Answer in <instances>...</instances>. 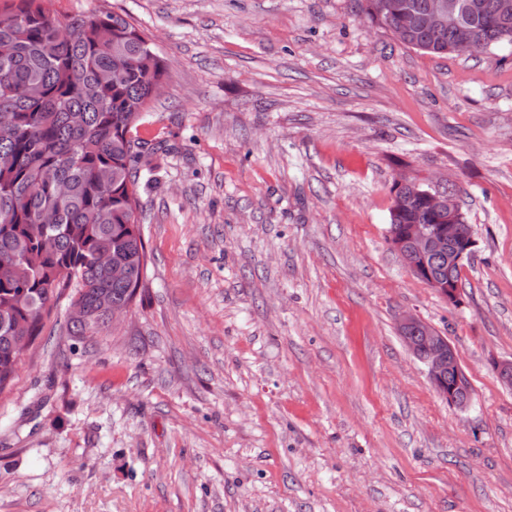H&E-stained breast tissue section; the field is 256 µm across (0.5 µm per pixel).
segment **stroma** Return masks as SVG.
I'll return each instance as SVG.
<instances>
[{
  "label": "stroma",
  "mask_w": 512,
  "mask_h": 512,
  "mask_svg": "<svg viewBox=\"0 0 512 512\" xmlns=\"http://www.w3.org/2000/svg\"><path fill=\"white\" fill-rule=\"evenodd\" d=\"M167 64L139 128L146 292L67 299L0 391V512H512V46L430 55L363 0H53ZM455 188L459 301L387 239L399 177ZM455 348L448 405L398 324Z\"/></svg>",
  "instance_id": "1"
}]
</instances>
